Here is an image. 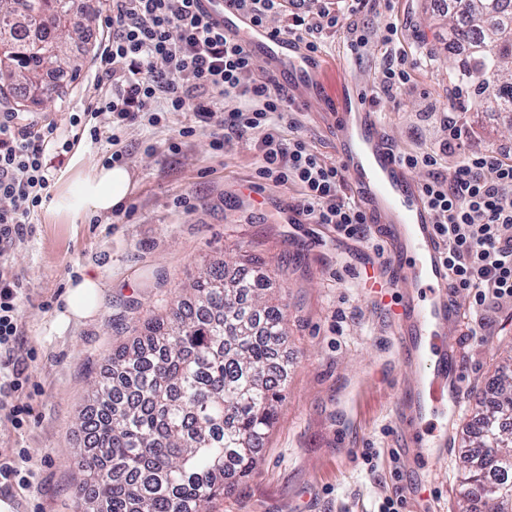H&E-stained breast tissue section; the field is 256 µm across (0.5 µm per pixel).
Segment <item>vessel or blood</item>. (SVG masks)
Here are the masks:
<instances>
[{
	"label": "vessel or blood",
	"mask_w": 512,
	"mask_h": 512,
	"mask_svg": "<svg viewBox=\"0 0 512 512\" xmlns=\"http://www.w3.org/2000/svg\"><path fill=\"white\" fill-rule=\"evenodd\" d=\"M202 5L226 37L266 63L295 106L325 112L344 175L389 252L375 285L400 289L404 296L392 309L400 337L395 360L415 363L417 369L404 381L407 432L401 440L422 433L425 447L440 452L458 411L461 367L448 334L459 328L462 310L448 292L446 244L419 182L400 162L360 82L348 78L329 88L327 60L298 37L254 25L233 0H202Z\"/></svg>",
	"instance_id": "b4317fda"
}]
</instances>
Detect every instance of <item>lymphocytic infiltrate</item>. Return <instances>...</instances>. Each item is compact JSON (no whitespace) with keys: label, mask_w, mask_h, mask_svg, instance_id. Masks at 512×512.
<instances>
[{"label":"lymphocytic infiltrate","mask_w":512,"mask_h":512,"mask_svg":"<svg viewBox=\"0 0 512 512\" xmlns=\"http://www.w3.org/2000/svg\"><path fill=\"white\" fill-rule=\"evenodd\" d=\"M295 6L284 33L319 52L324 31L340 25L341 14L328 0H296ZM106 27L110 35L97 69L108 86L83 114L70 116L72 137L59 138L56 124L41 125L19 112L0 115V347L18 336L21 285L9 270L8 251L31 234L35 211L50 199L56 159L81 138L98 142L103 114L119 130L156 123L162 112H191L200 122L218 123L217 151L231 137L256 136L260 178L299 186L297 214L349 237L370 230L366 212L344 199L340 165L326 163L302 138L281 134L279 124L292 109L287 95L257 72L255 59L225 37L200 0H112ZM228 98L248 105L225 110ZM400 159L428 170L422 190L448 243L451 288L470 292L480 313L512 302V158L496 150L465 151L447 177L438 170L437 153Z\"/></svg>","instance_id":"obj_1"}]
</instances>
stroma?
Segmentation results:
<instances>
[{
	"label": "stroma",
	"mask_w": 512,
	"mask_h": 512,
	"mask_svg": "<svg viewBox=\"0 0 512 512\" xmlns=\"http://www.w3.org/2000/svg\"><path fill=\"white\" fill-rule=\"evenodd\" d=\"M111 5L92 0L95 19L83 41L68 46L80 58L78 71L50 76L56 94L32 108L33 117L66 132L70 116L89 107ZM391 15L398 18V33L389 45ZM361 35L367 43L348 72L366 86H373L388 50L420 61L396 98L373 102L398 152L441 151L452 121L469 150H512V113L455 109L461 89L448 65L461 62L464 51L448 39L445 0H367L341 26L325 31L321 53L346 58ZM195 122L190 112H164L158 124L122 130L119 145L76 146L65 154L32 234L13 247L12 272L24 285L19 335L0 350V365L17 368L21 377L0 408V461L20 469L25 480L0 487V512H75L78 449L85 438L77 416L89 403L92 383L109 375L113 349L168 310L178 288L216 257L233 275L265 263L272 293L286 307L280 355L288 371L286 399L258 468L246 480L230 481L218 512H381L389 497L402 499L403 512H451L461 442L502 363L491 348L512 344V303L481 315L470 294L458 293L462 324L448 342L462 367L460 443L430 463L418 449L398 452L401 389L391 381L359 385L392 359L396 338L348 237L332 224L295 223L299 190L259 178L254 140L234 138L216 151L209 128L180 137ZM281 131L336 157L320 113H299L296 126L285 124ZM116 149L136 184L120 211L58 212L76 177L105 165ZM91 272L102 285L96 313L59 323L70 287ZM13 404L30 408L23 425L9 415ZM368 448L377 453L370 465L363 457ZM427 475L434 480L432 508L408 500L410 485Z\"/></svg>",
	"instance_id": "obj_1"
}]
</instances>
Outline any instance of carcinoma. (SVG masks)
<instances>
[{
	"instance_id": "cac0c4a2",
	"label": "carcinoma",
	"mask_w": 512,
	"mask_h": 512,
	"mask_svg": "<svg viewBox=\"0 0 512 512\" xmlns=\"http://www.w3.org/2000/svg\"><path fill=\"white\" fill-rule=\"evenodd\" d=\"M19 0H0V96L18 84L35 103L54 89L50 67L71 65L64 43L86 10L64 0H28L24 37L14 19ZM512 0H465L449 38L468 56L455 71L471 90L460 108L512 112ZM268 276L226 280L215 262L180 289L190 305L148 321L130 346L112 354V377L91 386L78 414L88 430L80 449L87 477L77 484L79 512H217L224 476H249L285 400L272 359L286 336L283 309L266 298ZM479 404L470 447L482 461L458 473L453 512H512V370ZM93 489L85 493L87 480Z\"/></svg>"
}]
</instances>
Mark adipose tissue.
<instances>
[{"instance_id": "obj_1", "label": "adipose tissue", "mask_w": 512, "mask_h": 512, "mask_svg": "<svg viewBox=\"0 0 512 512\" xmlns=\"http://www.w3.org/2000/svg\"><path fill=\"white\" fill-rule=\"evenodd\" d=\"M135 188L131 172L124 167H100L91 170L80 179V185L72 201H60L64 212L89 208L107 212L119 207Z\"/></svg>"}]
</instances>
